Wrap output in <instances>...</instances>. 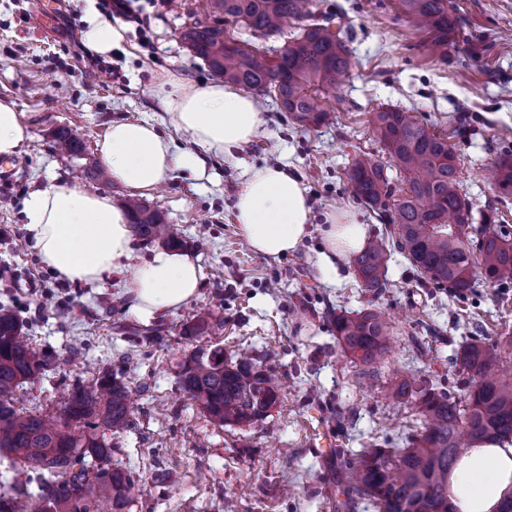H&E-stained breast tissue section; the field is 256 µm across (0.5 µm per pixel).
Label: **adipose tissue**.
Returning a JSON list of instances; mask_svg holds the SVG:
<instances>
[{
  "label": "adipose tissue",
  "instance_id": "obj_1",
  "mask_svg": "<svg viewBox=\"0 0 512 512\" xmlns=\"http://www.w3.org/2000/svg\"><path fill=\"white\" fill-rule=\"evenodd\" d=\"M154 95L199 152H176L147 121L113 124L99 150L111 179L130 194H147L180 169L202 170L205 153L236 165L235 148L265 132L252 97L222 81L199 85L169 73L157 81ZM25 214L43 263L60 277L96 283L112 272L131 270L124 289L140 316L177 309L197 292L203 271L190 255L160 252L132 264V229L109 196L55 183L31 193ZM310 214L304 190L287 169L245 172L234 219L255 253L277 257L296 251L309 231ZM367 237L368 227L357 216L328 215L325 249L317 259L323 276L335 278L337 261L362 250ZM511 498L512 441L469 448L459 456L448 476V499L455 512H499Z\"/></svg>",
  "mask_w": 512,
  "mask_h": 512
}]
</instances>
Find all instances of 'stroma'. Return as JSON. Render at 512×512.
<instances>
[{
	"label": "stroma",
	"instance_id": "35a3bbf8",
	"mask_svg": "<svg viewBox=\"0 0 512 512\" xmlns=\"http://www.w3.org/2000/svg\"><path fill=\"white\" fill-rule=\"evenodd\" d=\"M60 25L45 32L36 20L42 0H0V99L15 103L30 131L15 160L16 178L0 187V264L19 285L0 283V304L23 323L29 344L59 362L17 390L18 406L59 416L75 384L108 372L125 383L130 424L109 436L112 461L135 480L131 512H337L348 482L338 456L321 457L316 445L331 434L338 447H404L416 426L414 411L388 405L384 389L399 375L426 379L463 399L470 377L456 362L475 333L488 340L512 332V285L477 282L457 296L436 287L405 256L391 253L382 292L365 288L352 261L335 280L316 265L322 228L332 212H351L370 235L391 227L353 194L349 166L360 154L401 173L373 129L379 108L398 106L429 131L447 136L460 159L461 191L469 220L483 217L512 229V196L492 188L494 160L512 155V0H447L457 27L448 52L428 48V36L400 0H315V11L344 15L342 39L352 66L324 105L332 122L298 123L271 98L260 99L266 133L242 145L239 166L205 158V171L175 173L145 196L177 228L180 248L198 260L203 278L196 295L150 319L136 315L123 294L125 274L99 283L60 279L43 264L26 228L29 195L52 183H71L128 200L124 187L94 175L99 145L111 125L149 121L179 152L197 153L189 134L176 130L153 95L174 72L202 84L215 75L192 57L180 38L189 19L208 20L207 0H152L145 5L150 47L134 24L124 29L117 75L85 80L95 61L81 32L99 11L97 0H56ZM76 134L84 153L55 148L59 131ZM284 165L298 177L311 204L303 247L276 258L256 255L237 232L233 203L247 169ZM372 308L392 324L391 351L371 379H362L342 352L333 313ZM212 319L195 334L196 314ZM245 351L284 382L268 417L250 425H213L181 387L182 363L194 350ZM168 474L163 486L153 473Z\"/></svg>",
	"mask_w": 512,
	"mask_h": 512
}]
</instances>
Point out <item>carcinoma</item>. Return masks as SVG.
<instances>
[{"mask_svg":"<svg viewBox=\"0 0 512 512\" xmlns=\"http://www.w3.org/2000/svg\"><path fill=\"white\" fill-rule=\"evenodd\" d=\"M429 34L432 53L445 54L448 31L455 19L446 0H402ZM213 21L195 20L181 39L189 51L215 74L260 97H271L304 125L326 123L331 112L319 101L322 91L336 86L351 66L349 51L333 25L341 15L313 12L312 0H209ZM298 30L278 53L268 58L238 45L224 25L239 22L254 37L266 41L284 35L288 20ZM374 129L403 174L406 188L397 200L384 165L369 156L355 158L348 174L356 197L383 210L397 226L395 248L411 265L438 285L458 295L474 288L475 277L489 284L512 283V233L484 217L469 224V205L460 191L459 159L448 139L428 131L411 112L399 107L373 113ZM60 152L79 155L82 141L61 131ZM496 187L512 195V156L496 164ZM135 232L166 246L179 244L177 231L160 213L135 200L124 203ZM388 243L370 241L355 255L356 275L367 288L386 287ZM336 339L361 373L373 375L389 352L390 323L377 311L333 317ZM22 323L0 308V454L15 459L12 481L0 485V512H129L133 478L112 464V445L105 433L123 430L132 409L127 387L110 374L89 385L77 384L59 419L16 406L14 395L56 361L22 339ZM512 338H478L467 343L456 361L474 380L464 401L452 399L415 377L404 378L384 391L397 408L416 411L420 431L396 452L378 445L364 448L348 462L349 481L343 494L349 508L359 498L377 504L379 512H452L448 471L462 448L512 438V380L496 374L497 352ZM256 359H224V350L192 353L181 371V386L219 426L249 424L267 417L278 401L280 387L256 370ZM38 473L37 499L27 496L30 472Z\"/></svg>","mask_w":512,"mask_h":512,"instance_id":"obj_1","label":"carcinoma"}]
</instances>
